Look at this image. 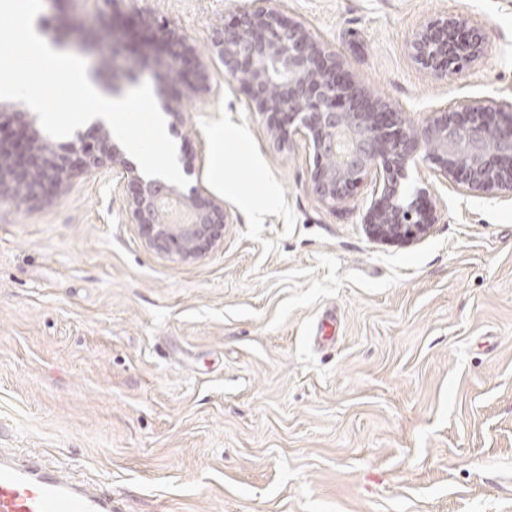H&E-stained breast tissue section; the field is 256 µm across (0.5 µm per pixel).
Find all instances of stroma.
I'll return each instance as SVG.
<instances>
[{
  "label": "stroma",
  "instance_id": "35a3bbf8",
  "mask_svg": "<svg viewBox=\"0 0 512 512\" xmlns=\"http://www.w3.org/2000/svg\"><path fill=\"white\" fill-rule=\"evenodd\" d=\"M247 2L45 0L41 32L93 72L116 23L194 47L207 78L177 86L171 137L227 219L180 261L145 244L106 168L0 202V448L105 484L118 512H512V195L410 166L438 216L410 243L371 235V182L322 202L311 148L274 141L212 48ZM282 9L407 124L512 97V0ZM450 16L483 45L440 77L412 43Z\"/></svg>",
  "mask_w": 512,
  "mask_h": 512
}]
</instances>
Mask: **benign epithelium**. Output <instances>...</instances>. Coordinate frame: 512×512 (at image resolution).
I'll use <instances>...</instances> for the list:
<instances>
[{
    "mask_svg": "<svg viewBox=\"0 0 512 512\" xmlns=\"http://www.w3.org/2000/svg\"><path fill=\"white\" fill-rule=\"evenodd\" d=\"M162 40L164 55L128 58L126 78L149 70L162 90L190 68L207 78L192 46L172 31L164 32ZM212 43L225 77L243 86L252 111L268 117L274 138L283 145L298 135L313 148L311 183L321 200L340 203L372 176L365 223L374 237L408 243L436 223L427 189L404 191L409 162L419 154L439 181L450 180L471 193H512V99L460 102L410 126L391 104L366 97L336 53L284 16L276 0H252L215 31ZM481 44L450 17L418 33L414 59L446 76L478 56ZM108 166L127 179L131 218L150 248L181 260L197 259L224 235V207L204 187L185 193L138 175L105 127L56 149L24 113H0L1 201L18 195L31 200L47 186L63 184L76 169L91 173ZM169 197L191 213V223L169 218L160 206Z\"/></svg>",
    "mask_w": 512,
    "mask_h": 512,
    "instance_id": "7a95c632",
    "label": "benign epithelium"
}]
</instances>
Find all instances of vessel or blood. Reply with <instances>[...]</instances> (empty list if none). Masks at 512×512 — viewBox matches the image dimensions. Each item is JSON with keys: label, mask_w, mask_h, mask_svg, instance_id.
Instances as JSON below:
<instances>
[{"label": "vessel or blood", "mask_w": 512, "mask_h": 512, "mask_svg": "<svg viewBox=\"0 0 512 512\" xmlns=\"http://www.w3.org/2000/svg\"><path fill=\"white\" fill-rule=\"evenodd\" d=\"M0 512H114L111 495L0 453Z\"/></svg>", "instance_id": "obj_1"}]
</instances>
